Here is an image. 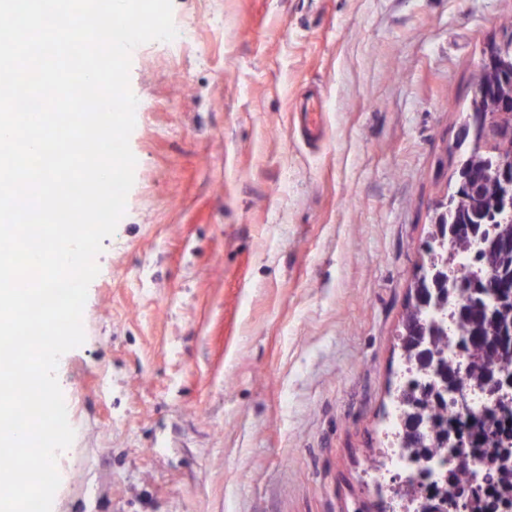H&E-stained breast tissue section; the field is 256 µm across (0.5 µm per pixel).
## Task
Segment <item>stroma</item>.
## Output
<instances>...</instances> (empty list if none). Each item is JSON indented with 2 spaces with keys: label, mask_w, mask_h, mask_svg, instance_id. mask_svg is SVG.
<instances>
[{
  "label": "stroma",
  "mask_w": 512,
  "mask_h": 512,
  "mask_svg": "<svg viewBox=\"0 0 512 512\" xmlns=\"http://www.w3.org/2000/svg\"><path fill=\"white\" fill-rule=\"evenodd\" d=\"M172 6L131 54L134 183L57 365L52 512H382L406 308L512 0Z\"/></svg>",
  "instance_id": "1"
}]
</instances>
